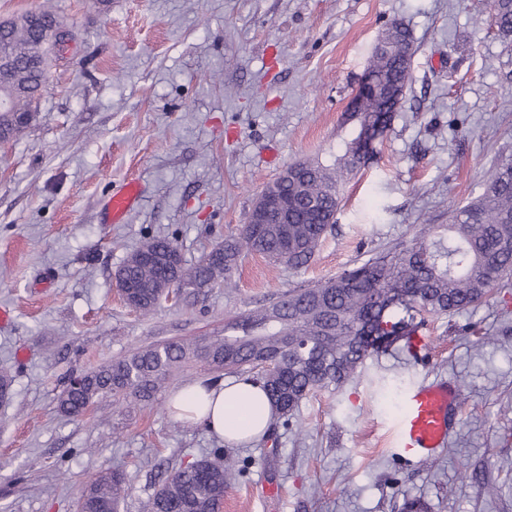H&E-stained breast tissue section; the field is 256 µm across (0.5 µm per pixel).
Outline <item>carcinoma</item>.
<instances>
[{"instance_id":"carcinoma-1","label":"carcinoma","mask_w":512,"mask_h":512,"mask_svg":"<svg viewBox=\"0 0 512 512\" xmlns=\"http://www.w3.org/2000/svg\"><path fill=\"white\" fill-rule=\"evenodd\" d=\"M491 10L498 35L512 38V0H491ZM29 16L22 13L0 28V52L10 59V66L0 70V95L12 97L11 109H0V136L6 140L17 138L36 120L34 104L49 63L67 50L33 28ZM386 37L387 47L372 56L369 69L391 93L363 102L367 113L384 125L410 81L406 62L414 54L407 29L394 25ZM355 145H347L333 169L311 161L295 163L298 177L280 188L286 224L246 223L192 266L184 263L172 240L143 243L117 272L122 282L134 286L127 294L128 305L149 315L175 290L227 287L244 253L291 268L305 266L336 223L342 183L367 162ZM174 256L179 271L169 276L163 260ZM511 274L512 159L505 157L478 197L448 211V237L431 238L422 231L408 244L236 317L224 325L222 336L138 348L81 374L79 386L69 385L62 392L59 408L79 418L103 399L114 405H150L174 372L196 361L216 373L213 382L221 372L254 373L275 403L282 426L288 427L309 395L342 387L369 353L386 350L405 334L409 323L389 319L392 309L430 315L460 312L479 304ZM242 472L238 461L214 448L169 473L144 502L143 512H223L224 493ZM126 487L122 471L99 470L89 476L76 508L119 512Z\"/></svg>"}]
</instances>
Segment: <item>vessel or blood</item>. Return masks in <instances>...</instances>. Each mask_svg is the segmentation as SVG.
<instances>
[{"mask_svg":"<svg viewBox=\"0 0 512 512\" xmlns=\"http://www.w3.org/2000/svg\"><path fill=\"white\" fill-rule=\"evenodd\" d=\"M141 188L130 182L114 191L107 202L113 222H120L133 208ZM457 408V390L443 381L408 389L404 410L396 424L397 455L429 464L444 449L452 415Z\"/></svg>","mask_w":512,"mask_h":512,"instance_id":"1","label":"vessel or blood"}]
</instances>
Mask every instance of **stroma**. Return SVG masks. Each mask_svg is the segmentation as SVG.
<instances>
[{
  "label": "stroma",
  "instance_id": "stroma-1",
  "mask_svg": "<svg viewBox=\"0 0 512 512\" xmlns=\"http://www.w3.org/2000/svg\"><path fill=\"white\" fill-rule=\"evenodd\" d=\"M36 8L76 40L35 124L0 145V369L14 377L0 405V512H76L104 468L127 474L120 512H140L168 472L221 440L162 399L133 410L107 399L69 418L70 378L144 345L223 335L225 319L409 242L423 222L443 234L450 207L512 156V41L487 25L488 0H0V19ZM395 23L413 37L410 82L313 261L274 268L249 254L233 287L181 289L148 317L127 307L114 276L143 242L174 239L195 263L289 164L344 153L359 132L352 99ZM130 179L140 197L110 223L106 201ZM412 324L424 360L396 340L301 403V436L282 427L231 447L245 473L223 512H403L408 499L424 512H512V285ZM441 380L457 388L455 428L433 464L404 463L390 451L403 393Z\"/></svg>",
  "mask_w": 512,
  "mask_h": 512
}]
</instances>
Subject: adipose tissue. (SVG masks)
Here are the masks:
<instances>
[{"mask_svg": "<svg viewBox=\"0 0 512 512\" xmlns=\"http://www.w3.org/2000/svg\"><path fill=\"white\" fill-rule=\"evenodd\" d=\"M167 409L176 420L203 425L209 433L236 445L265 436L274 416L261 385L249 379L193 381L169 396Z\"/></svg>", "mask_w": 512, "mask_h": 512, "instance_id": "adipose-tissue-1", "label": "adipose tissue"}]
</instances>
